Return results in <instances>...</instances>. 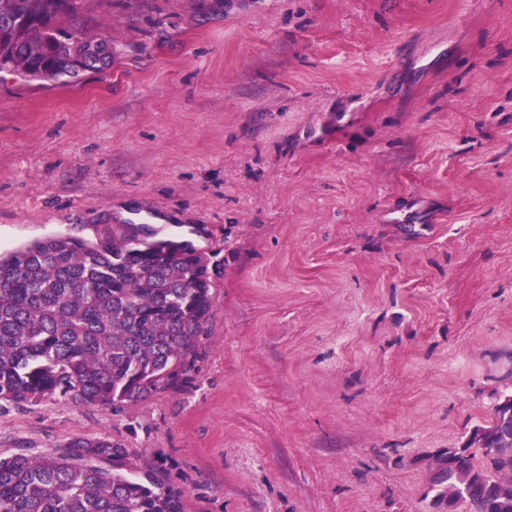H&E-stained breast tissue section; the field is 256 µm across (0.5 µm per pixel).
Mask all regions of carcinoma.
Segmentation results:
<instances>
[{"label":"carcinoma","instance_id":"carcinoma-1","mask_svg":"<svg viewBox=\"0 0 512 512\" xmlns=\"http://www.w3.org/2000/svg\"><path fill=\"white\" fill-rule=\"evenodd\" d=\"M86 0H10L22 29H0V73L25 58L26 77H78L63 44ZM210 257L147 224H98L93 238L54 236L0 254V400L58 397L102 408L137 402L186 370L212 306ZM479 451L450 448L440 478L448 512H512V395ZM481 457H476V454ZM127 450L75 438L39 456L0 457V512H184L156 475L125 472Z\"/></svg>","mask_w":512,"mask_h":512}]
</instances>
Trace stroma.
Masks as SVG:
<instances>
[{
    "label": "stroma",
    "mask_w": 512,
    "mask_h": 512,
    "mask_svg": "<svg viewBox=\"0 0 512 512\" xmlns=\"http://www.w3.org/2000/svg\"><path fill=\"white\" fill-rule=\"evenodd\" d=\"M110 69L0 73V251L202 227L175 384L0 401V457L108 438L186 512H448L512 393V0H87Z\"/></svg>",
    "instance_id": "1"
}]
</instances>
